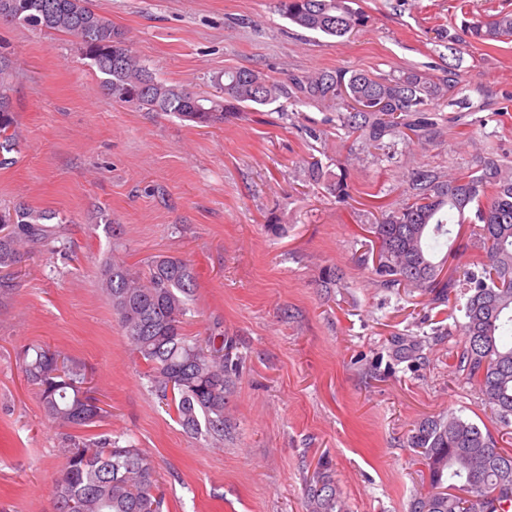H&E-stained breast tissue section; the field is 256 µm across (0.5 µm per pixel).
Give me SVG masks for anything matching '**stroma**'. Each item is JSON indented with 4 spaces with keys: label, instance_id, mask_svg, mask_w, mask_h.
Listing matches in <instances>:
<instances>
[{
    "label": "stroma",
    "instance_id": "1",
    "mask_svg": "<svg viewBox=\"0 0 512 512\" xmlns=\"http://www.w3.org/2000/svg\"><path fill=\"white\" fill-rule=\"evenodd\" d=\"M275 4L89 0L160 78L196 94L244 67L285 79L451 66L484 126L445 102L435 140L390 137L381 149L342 139L335 113L313 105L200 125L108 99L74 36L0 26L19 140L0 165V212L54 215L51 236L0 269V512H56L73 435L109 432L143 449L166 512H308L305 488L324 463L347 512H409L428 487L407 443L417 423L449 411L498 433L453 370L463 336L447 307L383 287L365 254L373 200L401 202L415 169L445 176L486 153L512 161V41L456 54L448 41L467 15L512 13V0H356L365 26L337 39L295 27ZM313 157L347 174L352 199L309 180ZM159 254L197 274L186 334L224 333L240 358L218 448L160 403L99 290L112 257L138 268ZM35 343L86 363L104 419L74 430L44 418L21 361Z\"/></svg>",
    "mask_w": 512,
    "mask_h": 512
}]
</instances>
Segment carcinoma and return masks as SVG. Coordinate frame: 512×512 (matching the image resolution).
Listing matches in <instances>:
<instances>
[{"label": "carcinoma", "mask_w": 512, "mask_h": 512, "mask_svg": "<svg viewBox=\"0 0 512 512\" xmlns=\"http://www.w3.org/2000/svg\"><path fill=\"white\" fill-rule=\"evenodd\" d=\"M277 10L295 26L343 38L365 23L353 0H277ZM0 23L26 24L79 39L83 56L104 75L102 88L115 102L149 112H169L199 124L222 123L252 106L284 98L294 105H321L336 112L337 128L377 148L388 136L411 133L430 141L435 102L458 94L457 74L418 70L397 76L362 69L304 72L283 82L249 68L224 71L217 93L194 94L159 78L128 45L125 34L87 0H0ZM466 36L490 45L512 39V14L478 17ZM13 61L0 53V148L9 151L13 122ZM308 176L338 200L353 187L313 160ZM381 219L368 228L375 244V274L387 286L401 285L431 296L462 314L464 344L455 373L476 386L502 430L512 429V164L486 154L476 167L447 178L422 167L413 173L396 207L378 205ZM51 216L26 208L0 214L14 229L0 236V267L17 261L18 249L50 230L39 225ZM477 252L446 278L438 247L461 236ZM141 276L122 260H112L102 280V296L112 307L131 349L148 365L151 387L190 434L211 445L224 443V408L237 379L234 344L214 337L201 344L185 333L195 296L193 267L176 256L148 261ZM464 303H459V298ZM27 380L37 386L44 415L70 428L99 422L104 409L84 394V363L39 346L25 350ZM409 447L419 450L432 491L418 493L410 512H503L512 503V450L478 424L452 412L426 418L414 428ZM66 466L56 484V512H163L165 497L156 470L140 448L120 446L107 433L92 442L70 440ZM310 512H346L333 476L323 468L307 489Z\"/></svg>", "instance_id": "carcinoma-1"}]
</instances>
